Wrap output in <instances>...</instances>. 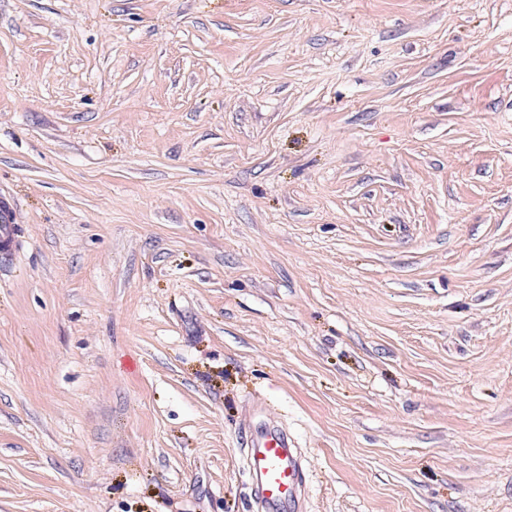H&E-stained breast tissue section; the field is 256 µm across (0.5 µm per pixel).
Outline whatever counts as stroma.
I'll return each mask as SVG.
<instances>
[{
    "mask_svg": "<svg viewBox=\"0 0 512 512\" xmlns=\"http://www.w3.org/2000/svg\"><path fill=\"white\" fill-rule=\"evenodd\" d=\"M0 512H512V0H0ZM0 248L4 252H11L16 248V213L10 201L0 197ZM242 445L253 512H306L304 464L298 444L268 408L246 410Z\"/></svg>",
    "mask_w": 512,
    "mask_h": 512,
    "instance_id": "1",
    "label": "stroma"
}]
</instances>
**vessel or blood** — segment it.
Masks as SVG:
<instances>
[{"label":"vessel or blood","instance_id":"vessel-or-blood-1","mask_svg":"<svg viewBox=\"0 0 512 512\" xmlns=\"http://www.w3.org/2000/svg\"><path fill=\"white\" fill-rule=\"evenodd\" d=\"M16 213L0 197V250L16 247ZM242 444L252 512H307L304 464L298 444L268 408L253 405Z\"/></svg>","mask_w":512,"mask_h":512}]
</instances>
